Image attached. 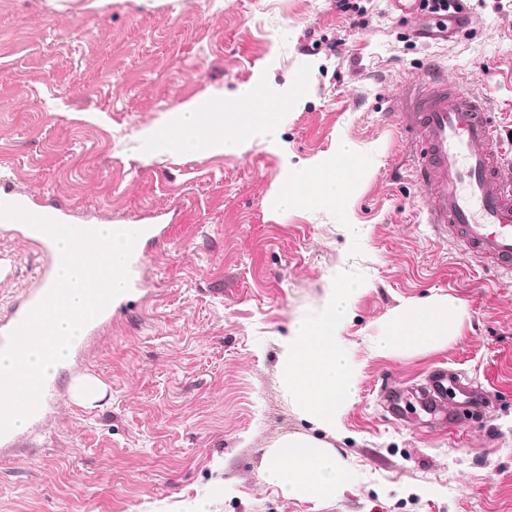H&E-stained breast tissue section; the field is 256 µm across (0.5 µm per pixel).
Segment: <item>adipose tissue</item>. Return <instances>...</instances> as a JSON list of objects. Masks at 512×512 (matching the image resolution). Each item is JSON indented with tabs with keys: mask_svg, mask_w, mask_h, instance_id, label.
<instances>
[{
	"mask_svg": "<svg viewBox=\"0 0 512 512\" xmlns=\"http://www.w3.org/2000/svg\"><path fill=\"white\" fill-rule=\"evenodd\" d=\"M210 109V102L202 100L191 104L189 111L171 113L173 133L167 139L168 145L176 149L203 148L221 153L238 145L242 131L263 126L269 119L265 112H228L224 115L223 136L215 137L202 124L204 114ZM356 174L351 151L346 145H338L333 160L289 179L281 202L286 206L300 200L344 204ZM354 295L351 288L332 289L323 309L296 327L283 356L286 383L311 420L328 431L335 429L356 390L357 373L339 336ZM455 317V310L442 302L415 304L391 321L377 349L385 354L405 344L444 342ZM269 477L292 493L305 488L324 493L344 482L335 460L300 438L281 443Z\"/></svg>",
	"mask_w": 512,
	"mask_h": 512,
	"instance_id": "1",
	"label": "adipose tissue"
}]
</instances>
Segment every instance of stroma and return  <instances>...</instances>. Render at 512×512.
I'll return each instance as SVG.
<instances>
[{"label": "stroma", "mask_w": 512, "mask_h": 512, "mask_svg": "<svg viewBox=\"0 0 512 512\" xmlns=\"http://www.w3.org/2000/svg\"><path fill=\"white\" fill-rule=\"evenodd\" d=\"M455 37H417L388 0H0V199L65 224H165L141 289L58 373L105 386L61 399L0 447V512H512V272L477 266L427 222L411 138L392 121L428 74L481 95L512 129V8L470 0ZM342 43V54L329 47ZM260 88L275 120L223 153L174 151L168 113ZM347 144L345 205L280 203L289 177ZM0 318L41 250L0 230ZM358 294L339 336L358 373L335 431L288 394L282 353L335 285ZM448 302L447 341L375 346L406 307ZM448 369L484 394L452 420L418 392ZM289 437L350 475L291 495L268 465Z\"/></svg>", "instance_id": "35a3bbf8"}]
</instances>
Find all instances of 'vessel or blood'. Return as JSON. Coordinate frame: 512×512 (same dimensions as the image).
Wrapping results in <instances>:
<instances>
[{"instance_id": "b4317fda", "label": "vessel or blood", "mask_w": 512, "mask_h": 512, "mask_svg": "<svg viewBox=\"0 0 512 512\" xmlns=\"http://www.w3.org/2000/svg\"><path fill=\"white\" fill-rule=\"evenodd\" d=\"M403 120L418 136L414 167L429 199L430 224L464 242L483 262L512 268V176L503 172V147L484 100L433 76L417 89ZM139 230L141 241L129 261L133 269L145 258L143 240L165 236L159 224H143ZM37 241L46 256L40 285L0 320V351L54 284V242L42 232ZM448 382L446 374L436 373L420 393L423 405L443 418L449 413Z\"/></svg>"}]
</instances>
